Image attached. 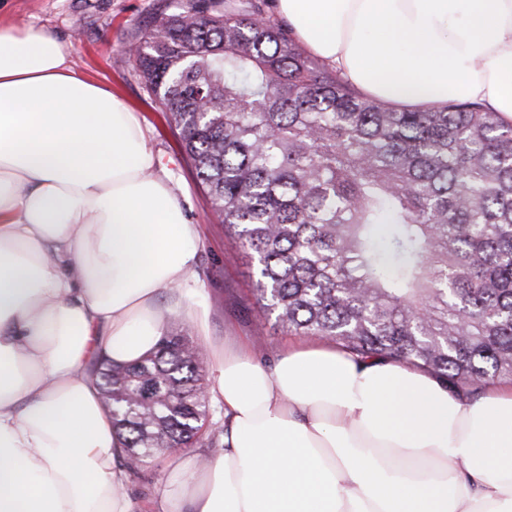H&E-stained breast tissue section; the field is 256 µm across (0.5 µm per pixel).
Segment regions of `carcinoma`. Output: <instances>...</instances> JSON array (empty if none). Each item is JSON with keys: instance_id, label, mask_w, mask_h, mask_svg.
I'll use <instances>...</instances> for the list:
<instances>
[{"instance_id": "cac0c4a2", "label": "carcinoma", "mask_w": 512, "mask_h": 512, "mask_svg": "<svg viewBox=\"0 0 512 512\" xmlns=\"http://www.w3.org/2000/svg\"><path fill=\"white\" fill-rule=\"evenodd\" d=\"M132 55L254 258L263 315L454 392L512 375V123L477 101L416 112L359 93L269 0H186ZM183 330L136 364L93 366L134 471L163 448L219 447Z\"/></svg>"}]
</instances>
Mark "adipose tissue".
I'll list each match as a JSON object with an SVG mask.
<instances>
[{"instance_id": "ef3b65f1", "label": "adipose tissue", "mask_w": 512, "mask_h": 512, "mask_svg": "<svg viewBox=\"0 0 512 512\" xmlns=\"http://www.w3.org/2000/svg\"><path fill=\"white\" fill-rule=\"evenodd\" d=\"M366 95L512 122V0H278ZM137 112L43 29L0 25V512H136L98 357L132 364L173 314L206 332L188 222ZM168 303L158 307L159 294ZM223 412L155 512H512V381L477 396L394 359L210 350Z\"/></svg>"}]
</instances>
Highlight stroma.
I'll return each instance as SVG.
<instances>
[{
	"mask_svg": "<svg viewBox=\"0 0 512 512\" xmlns=\"http://www.w3.org/2000/svg\"><path fill=\"white\" fill-rule=\"evenodd\" d=\"M181 0H0V21L52 32L67 46V63L79 75L112 92L139 112L165 177L190 223L200 228L192 278L210 303L209 334L216 345H247L271 362L294 339L263 317L253 288V262L224 232V223L181 153L177 134L154 108L129 48L157 13L175 11ZM167 456H159L130 480L137 512H152L167 480Z\"/></svg>",
	"mask_w": 512,
	"mask_h": 512,
	"instance_id": "1",
	"label": "stroma"
}]
</instances>
